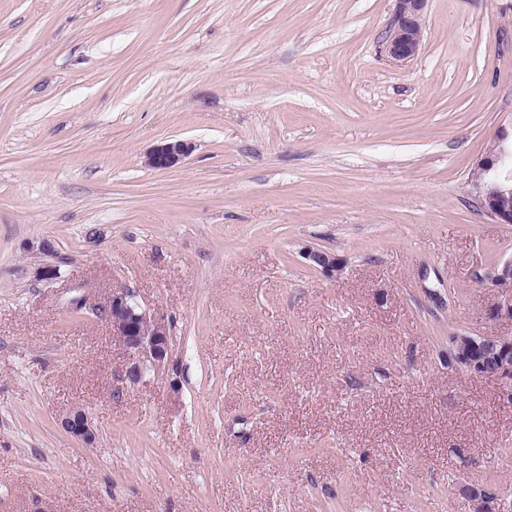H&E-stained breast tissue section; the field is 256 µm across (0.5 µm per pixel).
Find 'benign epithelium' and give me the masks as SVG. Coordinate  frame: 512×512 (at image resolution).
<instances>
[{"mask_svg":"<svg viewBox=\"0 0 512 512\" xmlns=\"http://www.w3.org/2000/svg\"><path fill=\"white\" fill-rule=\"evenodd\" d=\"M429 0H396L392 20L384 32L382 45L389 61L404 65L421 51L424 41L425 16ZM509 133L502 128L493 144L476 164L482 176L472 179L476 204L498 224H512V153L502 143ZM192 151L184 140L170 139L154 145L144 156V165L168 170L181 165ZM306 259L328 277L342 274L344 265L332 252L309 250ZM481 281L501 290L504 300L495 308L497 317L512 320V259L491 266ZM100 315L110 324L112 335L129 352L131 363L125 376L132 384H140L148 376L166 369L171 358L170 329L164 318L142 307L130 288L112 290L100 306ZM448 360L456 367L476 376L495 380L499 398L512 404V338L504 336L455 335L448 342ZM61 427L87 448L96 446L99 438L91 418L80 406H71L60 415ZM472 512H497L495 499L479 484L465 489Z\"/></svg>","mask_w":512,"mask_h":512,"instance_id":"benign-epithelium-1","label":"benign epithelium"}]
</instances>
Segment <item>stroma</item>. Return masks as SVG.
<instances>
[{
  "label": "stroma",
  "instance_id": "obj_1",
  "mask_svg": "<svg viewBox=\"0 0 512 512\" xmlns=\"http://www.w3.org/2000/svg\"><path fill=\"white\" fill-rule=\"evenodd\" d=\"M394 8L0 0V512L512 506V407L448 361L512 337L479 280L512 224L471 195L512 126V0H430L399 67ZM170 138L184 163L145 167ZM118 288L171 326L145 385L69 308ZM306 259L315 267L320 268L328 277L340 276L344 265L341 259L332 252L323 250H308L305 253ZM61 427L71 436L77 438L86 448H94L99 434L91 418L80 406H71L60 415ZM465 495L471 503L472 512H505L495 510V498L488 496V491L479 484H471L465 489Z\"/></svg>",
  "mask_w": 512,
  "mask_h": 512
}]
</instances>
